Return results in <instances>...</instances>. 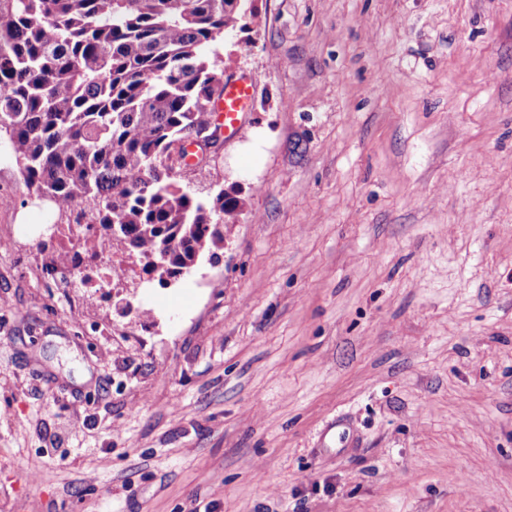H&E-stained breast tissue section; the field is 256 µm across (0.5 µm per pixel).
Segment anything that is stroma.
<instances>
[{
    "instance_id": "35a3bbf8",
    "label": "stroma",
    "mask_w": 512,
    "mask_h": 512,
    "mask_svg": "<svg viewBox=\"0 0 512 512\" xmlns=\"http://www.w3.org/2000/svg\"><path fill=\"white\" fill-rule=\"evenodd\" d=\"M251 5L191 275L47 274L0 152V512H512V0Z\"/></svg>"
}]
</instances>
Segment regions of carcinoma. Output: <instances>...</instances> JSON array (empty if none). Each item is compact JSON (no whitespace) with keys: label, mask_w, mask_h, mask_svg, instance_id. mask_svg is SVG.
Segmentation results:
<instances>
[{"label":"carcinoma","mask_w":512,"mask_h":512,"mask_svg":"<svg viewBox=\"0 0 512 512\" xmlns=\"http://www.w3.org/2000/svg\"><path fill=\"white\" fill-rule=\"evenodd\" d=\"M235 0H0V136L27 188L69 224L75 269L112 253L161 286L224 244L240 200L176 179L173 145L212 125L224 94L216 46L244 28Z\"/></svg>","instance_id":"obj_1"}]
</instances>
